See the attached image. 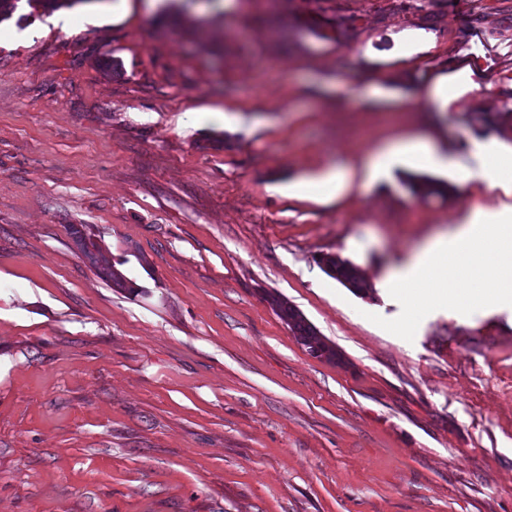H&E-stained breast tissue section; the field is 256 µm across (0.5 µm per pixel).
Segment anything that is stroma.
<instances>
[{
  "label": "stroma",
  "mask_w": 512,
  "mask_h": 512,
  "mask_svg": "<svg viewBox=\"0 0 512 512\" xmlns=\"http://www.w3.org/2000/svg\"><path fill=\"white\" fill-rule=\"evenodd\" d=\"M408 34L419 53L391 61ZM462 68L433 111L425 86ZM430 134L463 168L474 142L512 146V0H20L0 20V512H512V302L416 318L382 286L512 206L404 161L365 188V156ZM341 162L350 190L287 193ZM322 262L325 266V271L330 276L356 293H361L368 289L358 269L349 261L343 260L336 255H326L323 257ZM275 312L288 325L296 341L316 358L332 361L336 358L335 349L328 345L316 328L309 324L302 314L287 302L273 298L271 302Z\"/></svg>",
  "instance_id": "1"
}]
</instances>
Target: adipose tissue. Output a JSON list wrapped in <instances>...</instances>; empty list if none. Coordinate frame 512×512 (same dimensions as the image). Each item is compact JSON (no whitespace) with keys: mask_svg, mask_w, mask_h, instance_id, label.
<instances>
[{"mask_svg":"<svg viewBox=\"0 0 512 512\" xmlns=\"http://www.w3.org/2000/svg\"><path fill=\"white\" fill-rule=\"evenodd\" d=\"M480 161L464 173L465 181L487 188L512 187V155L502 156L490 145L474 146ZM406 158L419 165H451L453 159L433 139H400L370 153L368 171ZM470 286L472 302L492 296L512 299V213L468 212L461 224L422 242L400 265L388 271L387 287L398 291L417 312L447 304L458 283Z\"/></svg>","mask_w":512,"mask_h":512,"instance_id":"ef3b65f1","label":"adipose tissue"}]
</instances>
